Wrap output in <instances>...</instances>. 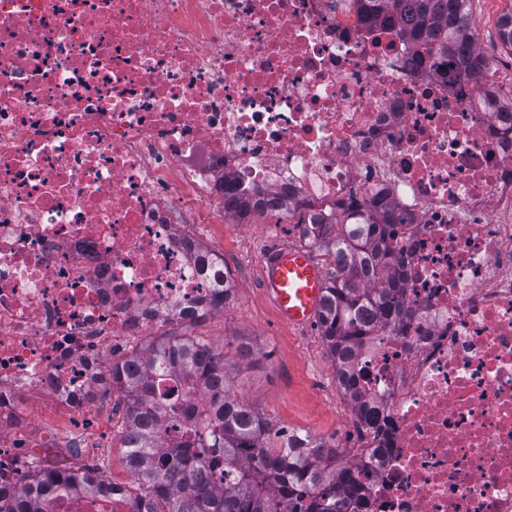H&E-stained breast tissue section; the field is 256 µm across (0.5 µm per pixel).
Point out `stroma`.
Returning a JSON list of instances; mask_svg holds the SVG:
<instances>
[{
	"label": "stroma",
	"mask_w": 512,
	"mask_h": 512,
	"mask_svg": "<svg viewBox=\"0 0 512 512\" xmlns=\"http://www.w3.org/2000/svg\"><path fill=\"white\" fill-rule=\"evenodd\" d=\"M507 0H472L477 41L494 76H512V52L502 47L497 30ZM195 219L204 225L203 243L222 256L232 276V297L224 310L191 329L168 324L170 333L190 331L192 335L223 346L234 355L239 342L258 349L256 366L240 365L230 372L235 396L256 407L272 423L285 430H297L335 449L337 461L350 460V450L359 443L355 417L336 387L333 366L318 328L297 329L283 321L266 297L262 285V263L273 246H301L295 223L280 222L277 216L253 218L241 224L219 211L194 209ZM99 409L73 421L48 418L42 404L33 402L38 420L48 421L27 466L34 473L48 465L79 470H100L116 483L132 486L133 479L123 461L121 431L124 400L118 392L99 394ZM97 438L99 455L85 458L76 453L74 440Z\"/></svg>",
	"instance_id": "1"
}]
</instances>
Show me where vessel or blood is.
I'll use <instances>...</instances> for the list:
<instances>
[{"label":"vessel or blood","instance_id":"b4317fda","mask_svg":"<svg viewBox=\"0 0 512 512\" xmlns=\"http://www.w3.org/2000/svg\"><path fill=\"white\" fill-rule=\"evenodd\" d=\"M264 291L288 325L304 328L316 318L325 277L318 261L302 248H269L263 261Z\"/></svg>","mask_w":512,"mask_h":512}]
</instances>
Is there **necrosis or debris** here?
<instances>
[{
	"label": "necrosis or debris",
	"mask_w": 512,
	"mask_h": 512,
	"mask_svg": "<svg viewBox=\"0 0 512 512\" xmlns=\"http://www.w3.org/2000/svg\"><path fill=\"white\" fill-rule=\"evenodd\" d=\"M373 197L403 329L360 354L386 434L345 512H512V116L336 0H0V489L29 400L97 405L116 345L216 281L179 225ZM39 512H147L66 492Z\"/></svg>",
	"instance_id": "1"
}]
</instances>
